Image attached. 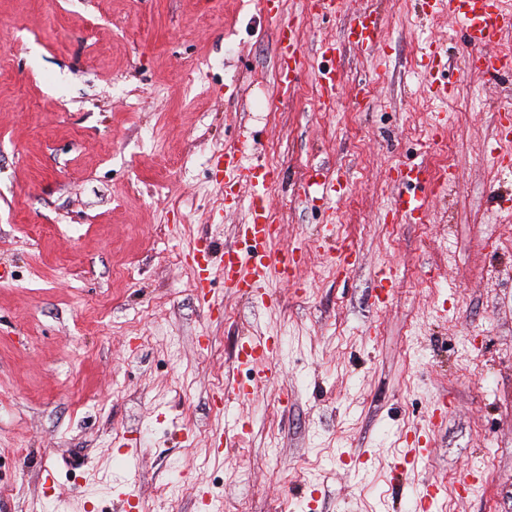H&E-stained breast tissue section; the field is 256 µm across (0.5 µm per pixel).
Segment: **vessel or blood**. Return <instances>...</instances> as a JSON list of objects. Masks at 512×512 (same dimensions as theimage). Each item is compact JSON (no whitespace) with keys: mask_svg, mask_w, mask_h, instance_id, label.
I'll use <instances>...</instances> for the list:
<instances>
[{"mask_svg":"<svg viewBox=\"0 0 512 512\" xmlns=\"http://www.w3.org/2000/svg\"><path fill=\"white\" fill-rule=\"evenodd\" d=\"M426 7L443 10L461 24L462 49L465 70L477 77H500L512 73V56L493 52L492 47L503 37L512 33V7L506 0H425ZM308 9L314 14L335 16L347 14L344 38L331 41L320 47L321 57L338 59L343 55L345 46L357 47L368 56H376L381 51V28L378 20L370 12L347 13L346 0H308ZM278 46L277 71L283 87H291L302 68L304 58L301 40L293 23H280L275 31ZM346 78L345 71L338 66L323 68L319 71L320 105L330 109L338 91ZM232 175L228 185L243 182L249 184L252 192L248 200V222L246 231L262 244L261 251L236 254L225 249V256L235 257V274L225 279V287L251 299L262 298L271 275L287 276L297 267L294 252L282 249L274 250L273 243L278 237L274 225V214L269 209L266 190L275 180L273 171L258 166H232ZM399 180L416 179L424 183H435L440 188L456 185L457 178L452 174H432L429 169L420 168L416 172H399ZM342 189L341 183L325 177L321 170H313L304 184V196L314 202H325L337 197ZM396 212L401 213L408 222L426 223L429 219V207L426 198L398 196L394 203ZM245 361L256 367L258 376H265L264 363L270 351L267 340L262 336L248 338L242 344Z\"/></svg>","mask_w":512,"mask_h":512,"instance_id":"b4317fda","label":"vessel or blood"}]
</instances>
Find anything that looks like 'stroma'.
I'll return each instance as SVG.
<instances>
[{"instance_id":"35a3bbf8","label":"stroma","mask_w":512,"mask_h":512,"mask_svg":"<svg viewBox=\"0 0 512 512\" xmlns=\"http://www.w3.org/2000/svg\"><path fill=\"white\" fill-rule=\"evenodd\" d=\"M348 8L386 63L347 47L323 111L344 22L305 0H280L305 55L288 89L264 0H0V512H121L131 489L139 512H410L395 464L438 485L433 512H512V171L486 164L512 76L468 75L459 23L422 0ZM230 150L275 172V246L300 251L258 302L196 288L199 238L244 246ZM445 153L457 190L428 192L427 223L389 215L416 191L397 169ZM314 168L344 175L331 206L300 194ZM251 335L277 377L244 399L248 365L227 369ZM344 44L355 46L372 58L380 53L381 28L372 12L349 13L343 41H331L321 45L319 49L321 57L331 61L335 58L340 60ZM346 78L345 71L336 64V67L319 69L320 105L323 110L330 109L337 92L343 87Z\"/></svg>"}]
</instances>
